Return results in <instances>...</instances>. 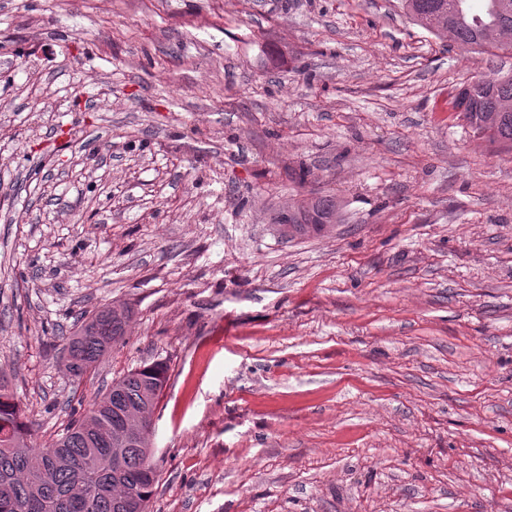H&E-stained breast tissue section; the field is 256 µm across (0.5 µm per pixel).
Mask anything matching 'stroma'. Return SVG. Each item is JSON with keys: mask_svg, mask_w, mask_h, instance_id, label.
<instances>
[{"mask_svg": "<svg viewBox=\"0 0 512 512\" xmlns=\"http://www.w3.org/2000/svg\"><path fill=\"white\" fill-rule=\"evenodd\" d=\"M493 75L512 49L400 0H0V375L37 443L162 360L149 512H512V151L448 112ZM300 194L341 222L282 233ZM133 315L128 306L119 310L102 307L84 315L62 348L67 371L81 377L95 369L112 345L123 338Z\"/></svg>", "mask_w": 512, "mask_h": 512, "instance_id": "35a3bbf8", "label": "stroma"}]
</instances>
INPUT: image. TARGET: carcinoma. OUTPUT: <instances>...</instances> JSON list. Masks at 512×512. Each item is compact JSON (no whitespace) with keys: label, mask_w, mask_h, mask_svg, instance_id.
Returning <instances> with one entry per match:
<instances>
[{"label":"carcinoma","mask_w":512,"mask_h":512,"mask_svg":"<svg viewBox=\"0 0 512 512\" xmlns=\"http://www.w3.org/2000/svg\"><path fill=\"white\" fill-rule=\"evenodd\" d=\"M415 22L443 13L460 46L512 42V0H483L479 11L471 0H402ZM466 105L472 122L494 117L489 136L512 149V78L478 79L448 97ZM300 215L338 223L340 205L331 195L297 201ZM134 311L102 307L78 322L62 348L67 371L81 377L96 368L112 345L125 335ZM169 367L155 362L112 381L91 408L74 419L49 447L35 442L8 383L0 378V425L11 429L0 441V512H148L158 483V467L146 442L115 448L112 434L128 425L131 415L151 413L159 402L154 391L168 382Z\"/></svg>","instance_id":"obj_1"}]
</instances>
